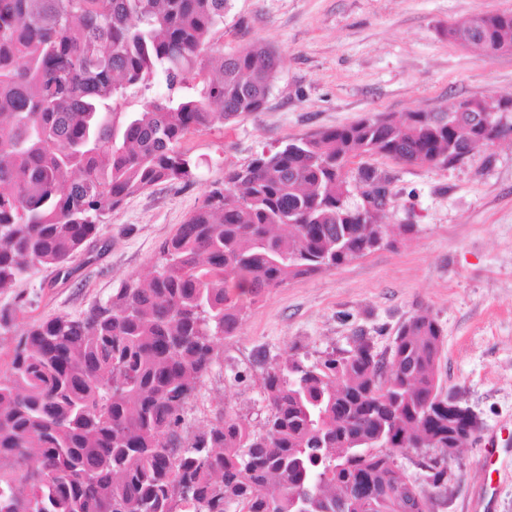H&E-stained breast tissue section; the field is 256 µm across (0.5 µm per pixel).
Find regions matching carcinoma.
<instances>
[{
    "instance_id": "1",
    "label": "carcinoma",
    "mask_w": 512,
    "mask_h": 512,
    "mask_svg": "<svg viewBox=\"0 0 512 512\" xmlns=\"http://www.w3.org/2000/svg\"><path fill=\"white\" fill-rule=\"evenodd\" d=\"M229 2L0 0V291L65 269L127 198L192 182L188 134L265 109L280 58L261 42L224 53ZM448 37L512 52V12ZM157 80L168 94L122 115ZM499 107L460 99L263 151L162 243L148 282L32 323L0 379V512H435L450 459L421 457V486L396 457L443 454L469 416L448 403L426 315L399 326L386 358L361 336L341 355L269 364L260 431L224 413L188 435L184 413L245 303L385 243L389 182L358 168L370 190L351 204L356 160L460 162Z\"/></svg>"
}]
</instances>
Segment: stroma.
Segmentation results:
<instances>
[{
	"label": "stroma",
	"mask_w": 512,
	"mask_h": 512,
	"mask_svg": "<svg viewBox=\"0 0 512 512\" xmlns=\"http://www.w3.org/2000/svg\"><path fill=\"white\" fill-rule=\"evenodd\" d=\"M488 11H512V0H230L220 27L225 52L260 41L282 61L264 111L187 135L183 147L199 164L194 183L128 198L68 275L39 267L0 292V310L13 315L11 332L0 335V376L29 324L80 315L122 281L148 279L161 242L227 169L368 115L402 120L462 98L512 99V53L487 57L448 38L449 25ZM365 163L390 179L382 213L390 244L248 305L237 335L217 345L186 410L187 429L225 411L263 426L257 350L271 363L293 354L313 361L350 350L361 334L385 353L397 328L424 311L442 328L441 383L482 427L449 463L436 512H512V135L448 167ZM493 434L502 442L489 475L481 457Z\"/></svg>",
	"instance_id": "1"
}]
</instances>
